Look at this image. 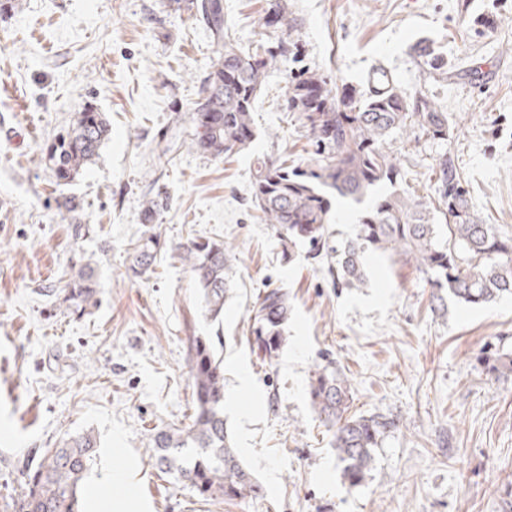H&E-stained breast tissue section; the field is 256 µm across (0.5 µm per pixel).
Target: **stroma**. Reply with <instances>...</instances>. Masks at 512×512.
<instances>
[{
    "label": "stroma",
    "instance_id": "stroma-1",
    "mask_svg": "<svg viewBox=\"0 0 512 512\" xmlns=\"http://www.w3.org/2000/svg\"><path fill=\"white\" fill-rule=\"evenodd\" d=\"M278 4L297 51L262 87L255 141L225 160L187 144L215 47L174 0H16L0 15V512H14L27 463L88 429L101 446L84 497L99 498V512L129 494L144 512H512V372L490 364L512 353V297L438 308L413 261L378 251L366 254L367 286L337 285L335 259H311L309 245L283 260L250 194L254 157L304 166L315 152L285 106L292 78L316 70L338 93L383 69L403 95L434 97L450 128L445 141L415 128L391 136L401 188L437 202L432 169L448 157L475 214L512 236V0H224V26L241 47L275 44L286 36L265 17ZM423 43L445 74L417 54ZM89 103L109 135L56 186L42 149ZM64 196L78 214L60 209ZM152 200L161 250L132 278L128 252ZM191 237L230 248L222 323L206 318L176 250ZM81 257L99 294L79 317L60 290ZM268 288L291 305L269 364L248 321ZM192 336L222 343L224 394L238 401L224 419L262 497L206 500L150 465L151 429L193 409ZM327 365L348 379L353 413L399 422L358 487L343 481L310 403ZM243 374L252 387H239Z\"/></svg>",
    "mask_w": 512,
    "mask_h": 512
}]
</instances>
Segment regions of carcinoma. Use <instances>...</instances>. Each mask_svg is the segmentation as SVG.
I'll return each instance as SVG.
<instances>
[{
	"label": "carcinoma",
	"mask_w": 512,
	"mask_h": 512,
	"mask_svg": "<svg viewBox=\"0 0 512 512\" xmlns=\"http://www.w3.org/2000/svg\"><path fill=\"white\" fill-rule=\"evenodd\" d=\"M185 3L208 25L216 60L202 82L204 102L192 115L191 144L213 157L231 158L255 139L252 112L268 72L288 52L284 43L242 51L224 29L223 0H175ZM267 25L291 29L286 9L272 11ZM287 109L297 114L306 137L316 146L304 170L285 162L259 158L252 179V204L265 224L273 225L288 243H307L314 254L327 244L331 205L327 195L355 205L358 231L336 253L339 283L360 287L367 282L365 253L399 252L414 261L438 301L450 298L471 306L486 305L512 294V237L484 224L471 209L448 158L436 165L442 208L409 192L378 193L401 179L395 157L386 150L387 138L397 130L417 127L433 139H448V118L428 96L409 99L380 73L364 90L338 97L325 77L307 71L288 83ZM109 134L103 113L88 104L75 114L69 129L45 150V161L58 184L74 181L98 157ZM445 223L438 224V217ZM160 249V236L146 230L134 244L127 272L140 277ZM192 273L206 317L218 321L232 290L222 240L190 238L178 246ZM96 271L91 262L76 261L66 282L64 301L73 314L97 304ZM250 317V335L263 360L272 362L284 345L288 322V292L266 290ZM187 363L193 381L194 413L181 426L155 428L149 436L153 466L162 474L188 481L210 499L257 498L262 494L239 460L224 422V357L208 336L188 338ZM311 406L331 432L341 475L351 486L369 476L376 448L397 427L381 414L350 413L348 380L327 367L315 373L309 389ZM92 431L65 438L41 454L26 471V490L16 512H84L83 479L96 456Z\"/></svg>",
	"instance_id": "cac0c4a2"
}]
</instances>
